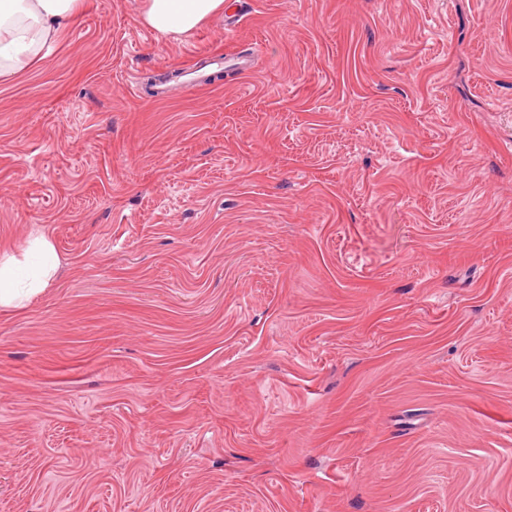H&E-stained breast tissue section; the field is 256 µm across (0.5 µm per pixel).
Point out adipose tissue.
I'll use <instances>...</instances> for the list:
<instances>
[{"label":"adipose tissue","mask_w":512,"mask_h":512,"mask_svg":"<svg viewBox=\"0 0 512 512\" xmlns=\"http://www.w3.org/2000/svg\"><path fill=\"white\" fill-rule=\"evenodd\" d=\"M83 0H0V77L28 68L43 49L66 31ZM224 0H143L142 23L160 35L179 41L214 14L223 12ZM43 263L26 278H18L15 257H0V310L22 305L47 288L58 258L50 236L40 234L31 242Z\"/></svg>","instance_id":"obj_1"}]
</instances>
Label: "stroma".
Returning <instances> with one entry per match:
<instances>
[{
    "label": "stroma",
    "instance_id": "obj_1",
    "mask_svg": "<svg viewBox=\"0 0 512 512\" xmlns=\"http://www.w3.org/2000/svg\"><path fill=\"white\" fill-rule=\"evenodd\" d=\"M140 2L0 79V512H512V0ZM223 11L224 0H143L140 17L145 26L180 41ZM200 57L195 55V59L190 65L179 68L189 84L207 83L206 78L211 75L206 70L209 65L212 68H223L226 71H236L243 74L251 72L254 68L253 56L243 50L230 53L210 51L204 58ZM201 60H205V63L208 62L209 65L201 64ZM31 247L40 252L45 259L24 279L17 277L16 258L5 256V252L1 253L0 310L16 308L41 293L44 288H47L57 271L59 262L50 236L38 234L32 240Z\"/></svg>",
    "mask_w": 512,
    "mask_h": 512
}]
</instances>
